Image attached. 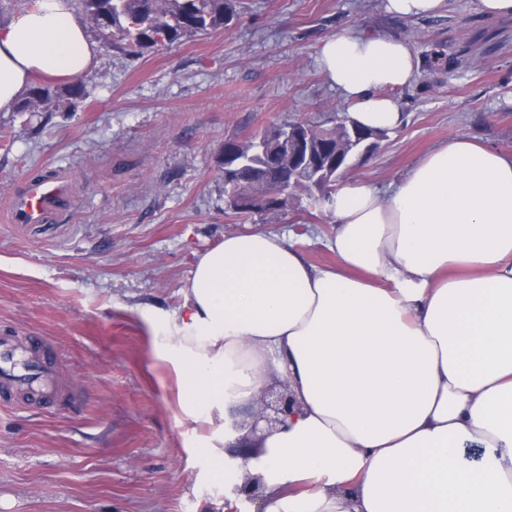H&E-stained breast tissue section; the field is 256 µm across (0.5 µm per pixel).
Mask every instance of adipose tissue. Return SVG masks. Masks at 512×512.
<instances>
[{
  "label": "adipose tissue",
  "mask_w": 512,
  "mask_h": 512,
  "mask_svg": "<svg viewBox=\"0 0 512 512\" xmlns=\"http://www.w3.org/2000/svg\"><path fill=\"white\" fill-rule=\"evenodd\" d=\"M98 56L75 0H27L0 26V110ZM318 62L351 122L403 124L384 92L416 78L405 41L342 29ZM327 214L336 265L229 234L198 254L173 322L141 313L182 410L218 431L198 447L212 479L258 477L262 512H512V152L456 135L388 189L337 185ZM273 375L297 406L256 441L242 410Z\"/></svg>",
  "instance_id": "obj_1"
}]
</instances>
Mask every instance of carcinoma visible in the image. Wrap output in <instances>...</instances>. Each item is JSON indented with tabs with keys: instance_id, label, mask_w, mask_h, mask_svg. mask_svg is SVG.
<instances>
[{
	"instance_id": "1",
	"label": "carcinoma",
	"mask_w": 512,
	"mask_h": 512,
	"mask_svg": "<svg viewBox=\"0 0 512 512\" xmlns=\"http://www.w3.org/2000/svg\"><path fill=\"white\" fill-rule=\"evenodd\" d=\"M85 16L92 20L105 48H118L131 55L171 44L184 37L194 36L223 27L235 16L233 0H78ZM52 100V93L44 86L32 87L15 106L25 112L33 105ZM333 125L321 127L314 137L332 151L346 154L352 151L350 131L383 140L389 132L373 131L350 126L346 115L332 119ZM282 126L270 125L260 133L244 140H228L224 151L237 154L246 161L238 177L224 181V193L241 200L268 198L272 205L234 209L238 217L278 216L288 212L292 195L310 190L316 176L305 173L288 185V155L281 153L278 166L271 167L252 152V143L261 138L268 145L279 143Z\"/></svg>"
}]
</instances>
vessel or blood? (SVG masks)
<instances>
[{
  "label": "vessel or blood",
  "mask_w": 512,
  "mask_h": 512,
  "mask_svg": "<svg viewBox=\"0 0 512 512\" xmlns=\"http://www.w3.org/2000/svg\"><path fill=\"white\" fill-rule=\"evenodd\" d=\"M71 194L70 177L57 170L30 179L10 204L14 224L53 222ZM47 341L39 336L0 334V405L18 402L67 403L72 399L68 381L47 355Z\"/></svg>",
  "instance_id": "1"
}]
</instances>
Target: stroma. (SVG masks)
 <instances>
[{
  "mask_svg": "<svg viewBox=\"0 0 512 512\" xmlns=\"http://www.w3.org/2000/svg\"><path fill=\"white\" fill-rule=\"evenodd\" d=\"M446 2L402 19L383 0H236L233 22L208 34L102 52L76 105L0 111V331L47 339L73 384L69 404L0 406V512H218L238 477L209 481L197 442L211 427L181 411L140 312L173 314L197 255L232 233L285 234L312 265L335 264L309 193L286 215L242 220L224 206L219 161L228 139L348 110L317 64L336 30L403 39L420 61L390 94L403 126L354 177L388 188L459 134L512 151V19ZM51 168L72 182L57 221L8 223L12 194Z\"/></svg>",
  "mask_w": 512,
  "mask_h": 512,
  "instance_id": "stroma-1",
  "label": "stroma"
}]
</instances>
